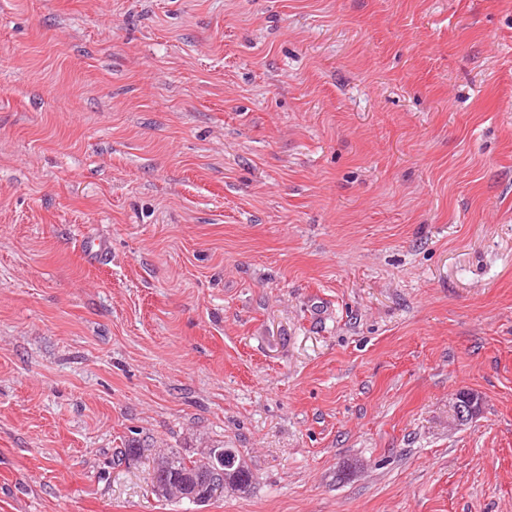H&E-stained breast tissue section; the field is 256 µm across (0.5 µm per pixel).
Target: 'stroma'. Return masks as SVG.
Here are the masks:
<instances>
[{
  "label": "stroma",
  "mask_w": 512,
  "mask_h": 512,
  "mask_svg": "<svg viewBox=\"0 0 512 512\" xmlns=\"http://www.w3.org/2000/svg\"><path fill=\"white\" fill-rule=\"evenodd\" d=\"M0 512H512V0H0ZM237 460V452L234 450L210 451L206 457L209 463V469L217 473L224 474V488L234 487L235 490L246 492L253 479L251 470L245 464L241 463L239 468L236 466L229 470H224V466L230 467ZM168 467H161L156 465L153 470V485L158 489V494L163 497L170 498L177 496L180 499H187L181 497L178 489L172 483L183 484L180 478L184 475H197L202 473V459L199 460H186L177 453L170 451L167 453ZM170 486V488H168Z\"/></svg>",
  "instance_id": "stroma-1"
}]
</instances>
